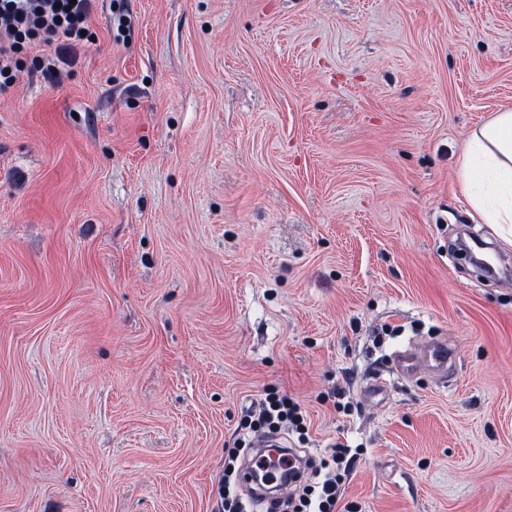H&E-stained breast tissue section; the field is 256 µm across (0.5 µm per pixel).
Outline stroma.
I'll return each mask as SVG.
<instances>
[{
  "mask_svg": "<svg viewBox=\"0 0 512 512\" xmlns=\"http://www.w3.org/2000/svg\"><path fill=\"white\" fill-rule=\"evenodd\" d=\"M123 2L0 95V512H220L270 393L348 512H512V286L454 253L512 263L459 187L512 0ZM455 357V350L446 338L425 346L420 352L405 351L395 359V370L403 373L413 372L419 368L438 371L448 368V362ZM259 418L270 429L277 430L282 425L300 427L304 417L300 405L285 395L268 394L264 399Z\"/></svg>",
  "mask_w": 512,
  "mask_h": 512,
  "instance_id": "1",
  "label": "stroma"
}]
</instances>
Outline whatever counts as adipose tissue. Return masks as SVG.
Here are the masks:
<instances>
[{
    "label": "adipose tissue",
    "instance_id": "ef3b65f1",
    "mask_svg": "<svg viewBox=\"0 0 512 512\" xmlns=\"http://www.w3.org/2000/svg\"><path fill=\"white\" fill-rule=\"evenodd\" d=\"M460 188L485 223L512 224V108L496 113L469 137Z\"/></svg>",
    "mask_w": 512,
    "mask_h": 512
}]
</instances>
